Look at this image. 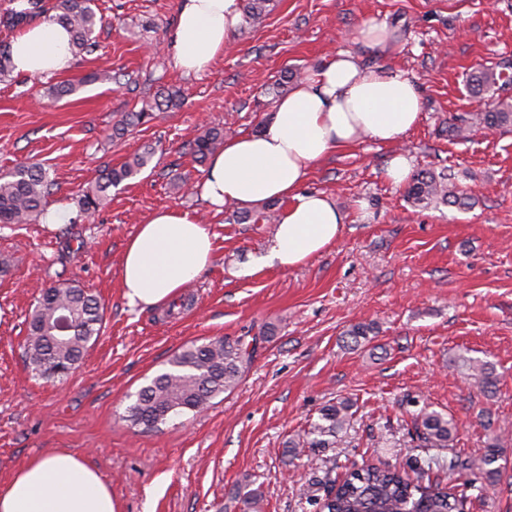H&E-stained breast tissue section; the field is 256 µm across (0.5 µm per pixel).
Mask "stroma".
Instances as JSON below:
<instances>
[{
    "mask_svg": "<svg viewBox=\"0 0 512 512\" xmlns=\"http://www.w3.org/2000/svg\"><path fill=\"white\" fill-rule=\"evenodd\" d=\"M177 0H95L103 17L94 53L51 77L0 81V175L40 162L57 183L49 205L75 210L79 189L104 167L144 146L152 165L111 188L91 221L0 225V486L34 457L69 452L110 485L121 512H240L236 489H260L263 512H316L322 481L368 460L408 467L416 401L452 417L453 453L479 461L499 442L501 475L466 512H512V127L472 122L487 110L471 98L466 73L480 66L512 75V0H273L261 25L240 24L214 67L177 69L162 48ZM397 29L388 50L356 42L369 20ZM351 51L361 69L398 70L422 99L418 125L397 142L366 137L316 163L307 188L327 194L348 217L336 243L305 264H261L274 225L252 210L232 221L199 194L205 169L183 150L213 123L231 135L261 129L272 84ZM130 87L89 83L56 101L50 87L96 71ZM163 87L183 107L159 113L112 139L121 113ZM467 138L450 135L455 118ZM413 169L448 170L476 204L416 208L384 176L395 154ZM196 213L208 224L215 259L181 293L182 307L129 305L120 280L126 242L158 208ZM75 282L104 306L101 336L60 382L35 377L23 343L39 286ZM375 324L371 345L349 349L351 325ZM273 327L238 386L204 412L141 433L122 418L133 394L172 355L214 336H254ZM493 365L495 393L474 385L467 359ZM349 398L356 413L333 448L288 443L325 404Z\"/></svg>",
    "mask_w": 512,
    "mask_h": 512,
    "instance_id": "35a3bbf8",
    "label": "stroma"
}]
</instances>
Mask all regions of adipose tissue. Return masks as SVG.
Listing matches in <instances>:
<instances>
[{
  "instance_id": "ef3b65f1",
  "label": "adipose tissue",
  "mask_w": 512,
  "mask_h": 512,
  "mask_svg": "<svg viewBox=\"0 0 512 512\" xmlns=\"http://www.w3.org/2000/svg\"><path fill=\"white\" fill-rule=\"evenodd\" d=\"M242 20L239 0H178L166 48L187 74L210 71ZM15 72L52 76L70 69L69 32L53 21L28 27L10 44ZM421 118L416 85L401 73L365 72L351 52L338 51L275 105L262 128L225 140L198 185L215 208L257 209L286 201L268 259L305 263L333 245L345 214L324 193L304 190L311 166L363 136L392 143ZM208 225L175 208L154 211L126 244L120 277L130 305L174 300L214 258ZM0 512H119L99 472L68 452L37 457L0 491Z\"/></svg>"
}]
</instances>
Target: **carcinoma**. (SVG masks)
Returning a JSON list of instances; mask_svg holds the SVG:
<instances>
[{
	"label": "carcinoma",
	"mask_w": 512,
	"mask_h": 512,
	"mask_svg": "<svg viewBox=\"0 0 512 512\" xmlns=\"http://www.w3.org/2000/svg\"><path fill=\"white\" fill-rule=\"evenodd\" d=\"M11 6L0 13V26L13 29L46 15L68 29L73 53L76 56L93 52L97 43L95 30L102 22L93 0H10ZM243 13L250 24H259L267 15L269 0H242ZM118 81L109 75L90 74L77 81L64 82L52 89V96L61 100L72 95L80 85L90 81ZM501 73L482 67L469 74L467 89L474 97H483L499 85ZM183 103L181 91L161 88L152 98L142 102L135 112H126L112 126V137L121 139L136 127L154 119L156 113ZM479 120L487 128L512 126V101L500 99L483 112ZM224 145V129L212 126L189 142V150L199 165ZM154 151L146 147L133 154L118 167L102 170L95 186L77 195L79 217L90 219L108 199V190L137 177L152 162ZM53 185L47 170L39 164L23 165L0 177V224H30L45 215V203ZM408 202L419 207L432 204L453 205L467 209L473 197L456 189L448 172L417 171L406 189ZM69 319V330L58 331L61 317ZM104 319L100 301L78 284L60 283L41 290L30 313L28 336L24 345V359L34 376L41 379L62 380L84 358L89 343L100 336ZM265 330L247 342L243 338L216 336L193 342L168 362V368L155 375L135 394V400L123 418L134 428L153 430L169 420L187 413L203 411L221 394L234 390L251 363L257 344L269 339ZM372 323H357L346 331V336L357 346L368 344L376 337ZM472 376L480 389L491 393L498 378L493 367L479 361H470ZM354 403L344 398L324 405L316 420L310 423L305 438L292 443L298 448H334L341 433L354 416ZM415 448H448L456 427L453 420L423 405L412 420L409 431ZM499 455L489 450L478 469L485 475V485H495L500 467ZM448 469V478L456 482L461 493L448 491L430 478L433 469ZM470 466L452 456L444 462L428 455L416 462V478L397 466L364 462L351 468L338 482H325L324 496L318 502L319 512H464L466 491L475 487L468 478ZM263 501L259 489H248L240 497L243 512H261Z\"/></svg>",
	"instance_id": "carcinoma-1"
}]
</instances>
